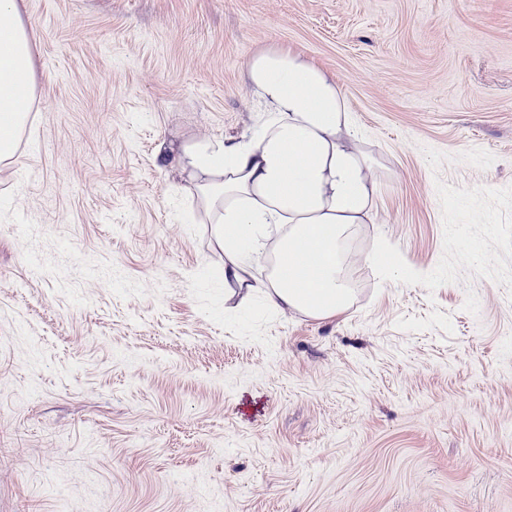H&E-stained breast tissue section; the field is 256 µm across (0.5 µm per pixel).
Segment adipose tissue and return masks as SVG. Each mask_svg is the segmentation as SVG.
Listing matches in <instances>:
<instances>
[{
    "mask_svg": "<svg viewBox=\"0 0 512 512\" xmlns=\"http://www.w3.org/2000/svg\"><path fill=\"white\" fill-rule=\"evenodd\" d=\"M246 80L267 118L246 141L182 145L188 192L224 254V284L250 288L247 256L271 248L266 304L316 319L355 293L348 243L370 222L377 177L356 145L339 81L305 54L257 49ZM33 50L18 0H0V165L15 159L34 100Z\"/></svg>",
    "mask_w": 512,
    "mask_h": 512,
    "instance_id": "1",
    "label": "adipose tissue"
}]
</instances>
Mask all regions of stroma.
Here are the masks:
<instances>
[{
  "label": "stroma",
  "mask_w": 512,
  "mask_h": 512,
  "mask_svg": "<svg viewBox=\"0 0 512 512\" xmlns=\"http://www.w3.org/2000/svg\"><path fill=\"white\" fill-rule=\"evenodd\" d=\"M0 512H512V0H18ZM335 75L379 176L331 320L224 288L190 139L248 58Z\"/></svg>",
  "instance_id": "1"
}]
</instances>
